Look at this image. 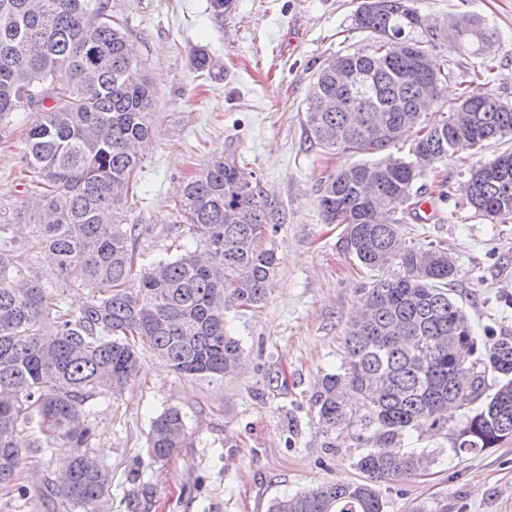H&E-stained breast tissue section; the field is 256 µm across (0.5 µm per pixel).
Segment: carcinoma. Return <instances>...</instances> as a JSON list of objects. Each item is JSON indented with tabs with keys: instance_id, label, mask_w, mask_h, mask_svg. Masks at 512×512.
<instances>
[{
	"instance_id": "obj_1",
	"label": "carcinoma",
	"mask_w": 512,
	"mask_h": 512,
	"mask_svg": "<svg viewBox=\"0 0 512 512\" xmlns=\"http://www.w3.org/2000/svg\"><path fill=\"white\" fill-rule=\"evenodd\" d=\"M379 2L372 9L362 0L354 13L373 42L324 63L305 116L309 141L368 156L318 182L323 222L343 226L340 248L373 276L357 289L362 312L346 330L344 361L322 378L314 404L332 434L362 411L370 448L356 462L360 480L284 495L269 512H385L382 486L422 464L399 449L414 427L452 430L457 455L512 440V336H476L449 288L452 257L431 243L408 246L400 231L403 215L421 207L419 179L511 134L512 103L466 87L441 124H423V101L437 97L448 68L416 36L422 25L409 0ZM450 30L478 52L489 47L476 16L455 17ZM390 36L407 47L392 52ZM334 62L368 72L370 92L336 85ZM154 105L143 63L103 4L0 0V127L32 118L22 161L41 198L27 243L0 235V489L21 498L30 443L18 426L36 415L43 445L59 439L75 448L45 491L65 510L104 512L112 468L89 452L93 401L121 393L147 351L180 375H234L243 350L226 314L264 303L278 268L275 248L262 240L277 231L272 205L255 191L253 173L218 153L186 182L178 206L195 245L134 271L138 225L124 206L140 169L137 147L154 133ZM413 127L410 158L388 151ZM469 179L473 217L512 223V152L470 168ZM25 251L44 255L48 274L66 287L91 289L79 313L31 275ZM187 439L184 415L168 408L151 420L148 453L164 462Z\"/></svg>"
}]
</instances>
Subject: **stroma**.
<instances>
[{"instance_id": "1", "label": "stroma", "mask_w": 512, "mask_h": 512, "mask_svg": "<svg viewBox=\"0 0 512 512\" xmlns=\"http://www.w3.org/2000/svg\"><path fill=\"white\" fill-rule=\"evenodd\" d=\"M360 0H232L215 15L209 0H107L127 27L129 41L154 88L156 134L142 151L138 186L127 206L139 217L137 263L174 259L191 243L175 221L179 190L208 156L221 150L255 175L275 207L269 240L281 259L266 303L228 316L245 366L221 380L176 374L152 354L119 397L101 396L89 419L93 453L112 469L108 512H268L286 494L323 483L359 479L355 463L368 436L360 420L342 435L324 431L313 396L324 374L344 358L343 334L369 273L337 245L342 227L323 223L317 182L352 162L311 144L305 131L306 97L318 68L371 43L353 15ZM426 20L420 37L451 76L425 113L441 121L460 86L482 62L459 46L448 24L457 15L484 20L493 35L496 69L489 85L512 101V0H412ZM215 60L212 75L198 73L195 50ZM22 125L0 138V225L13 223L33 196L21 182ZM512 149V139L488 142L463 160L439 163L454 186L469 166ZM425 219L406 217L408 245L433 243L455 259L454 296L476 331L492 326L512 335V223L473 218L461 198L426 206ZM175 407L186 416L191 446L154 464L147 455L153 417ZM233 447H225V439ZM404 450L426 463L412 478L391 483L385 512H512V441L477 454L455 455L449 438L410 431ZM60 446L30 447L21 478L29 498L0 492V512H57L43 480L61 471Z\"/></svg>"}]
</instances>
